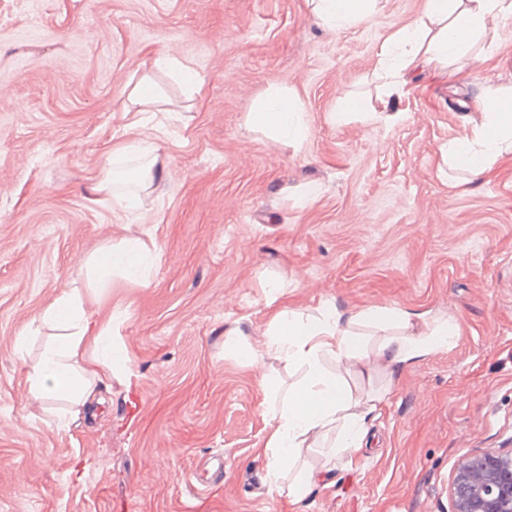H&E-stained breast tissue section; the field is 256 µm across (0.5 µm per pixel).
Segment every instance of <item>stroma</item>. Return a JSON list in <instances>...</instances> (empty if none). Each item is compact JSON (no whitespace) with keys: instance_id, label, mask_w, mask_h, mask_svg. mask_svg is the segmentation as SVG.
Segmentation results:
<instances>
[{"instance_id":"stroma-1","label":"stroma","mask_w":512,"mask_h":512,"mask_svg":"<svg viewBox=\"0 0 512 512\" xmlns=\"http://www.w3.org/2000/svg\"><path fill=\"white\" fill-rule=\"evenodd\" d=\"M424 8L380 0L336 33L305 0H0V512H456L462 465L512 452V158L467 181L441 157L481 119L484 84L512 88V20L490 49L411 71L371 113L382 44ZM161 45L199 93L153 71ZM145 75L174 113L127 111ZM277 89L306 114L302 147L249 124ZM136 139L158 148L161 177L139 211L98 202L105 157ZM135 238L156 256L149 284L89 302L125 366L91 407L30 404L56 334L41 313L84 287L90 256ZM274 283L306 312L459 325L394 386L358 466L293 502L257 455L262 377L303 376L253 354ZM216 453L222 480L196 491Z\"/></svg>"}]
</instances>
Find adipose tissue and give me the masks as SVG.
<instances>
[{
  "mask_svg": "<svg viewBox=\"0 0 512 512\" xmlns=\"http://www.w3.org/2000/svg\"><path fill=\"white\" fill-rule=\"evenodd\" d=\"M313 15L340 31L366 19L378 0H307ZM512 19V0H426L423 15L398 29L381 46L385 78L394 79L418 66L445 67L471 55L476 42L487 41L500 22ZM481 100L480 122L466 123L448 147L451 167L477 177L502 156L512 155V94L489 86ZM254 130L301 147L306 138L304 113L295 95L277 90L260 99L250 114ZM137 163L133 172L118 170V159ZM160 173L152 143L133 141L110 154L94 193L127 209L137 208L140 194ZM154 260L140 240H129L92 259L86 289L72 288L44 309L42 323L61 328L58 340L43 352L28 380L33 399L63 398L86 407L95 397L97 373L83 364L88 343H103L86 311L89 293L111 287L116 279L148 283ZM272 329L266 350L288 366L303 370L298 384L281 389L263 378L267 395L279 399L269 420L265 445L272 485H283L288 498L299 500L317 485L330 486V463L307 465L306 455L332 443L345 466H354L365 447L368 424L389 404L393 385L416 364L447 349L458 334L456 323L424 322L401 308L344 312L325 304L308 313L269 300Z\"/></svg>",
  "mask_w": 512,
  "mask_h": 512,
  "instance_id": "obj_1",
  "label": "adipose tissue"
}]
</instances>
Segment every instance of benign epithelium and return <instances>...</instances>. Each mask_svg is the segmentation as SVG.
I'll list each match as a JSON object with an SVG mask.
<instances>
[{
    "instance_id": "obj_1",
    "label": "benign epithelium",
    "mask_w": 512,
    "mask_h": 512,
    "mask_svg": "<svg viewBox=\"0 0 512 512\" xmlns=\"http://www.w3.org/2000/svg\"><path fill=\"white\" fill-rule=\"evenodd\" d=\"M504 459L487 453L474 460L472 475L455 478L456 512H512V467Z\"/></svg>"
}]
</instances>
